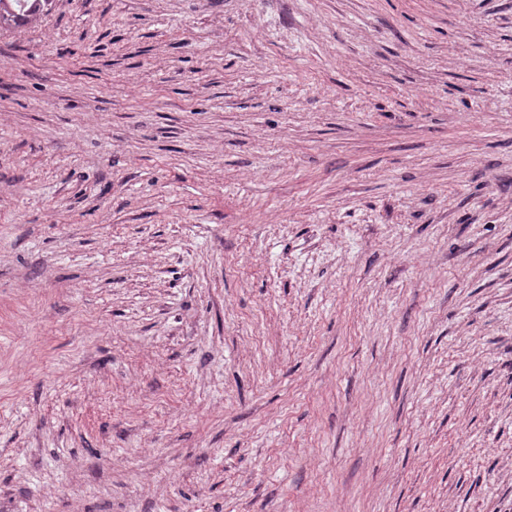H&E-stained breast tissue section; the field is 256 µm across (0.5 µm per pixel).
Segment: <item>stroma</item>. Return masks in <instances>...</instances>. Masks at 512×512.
Returning a JSON list of instances; mask_svg holds the SVG:
<instances>
[{
	"label": "stroma",
	"instance_id": "35a3bbf8",
	"mask_svg": "<svg viewBox=\"0 0 512 512\" xmlns=\"http://www.w3.org/2000/svg\"><path fill=\"white\" fill-rule=\"evenodd\" d=\"M0 512H512V0L0 29Z\"/></svg>",
	"mask_w": 512,
	"mask_h": 512
}]
</instances>
